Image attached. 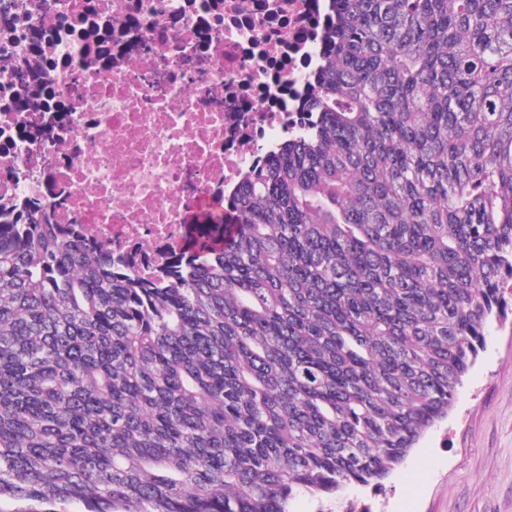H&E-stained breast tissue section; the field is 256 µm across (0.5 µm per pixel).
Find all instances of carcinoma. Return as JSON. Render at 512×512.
I'll use <instances>...</instances> for the list:
<instances>
[{
  "label": "carcinoma",
  "instance_id": "obj_1",
  "mask_svg": "<svg viewBox=\"0 0 512 512\" xmlns=\"http://www.w3.org/2000/svg\"><path fill=\"white\" fill-rule=\"evenodd\" d=\"M305 132L140 273L0 198V501L288 512L448 417L512 281V0H332Z\"/></svg>",
  "mask_w": 512,
  "mask_h": 512
}]
</instances>
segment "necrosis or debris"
I'll list each match as a JSON object with an SVG mask.
<instances>
[{
	"mask_svg": "<svg viewBox=\"0 0 512 512\" xmlns=\"http://www.w3.org/2000/svg\"><path fill=\"white\" fill-rule=\"evenodd\" d=\"M328 0H0V194L138 267L300 126ZM26 138H18L19 129Z\"/></svg>",
	"mask_w": 512,
	"mask_h": 512,
	"instance_id": "1",
	"label": "necrosis or debris"
}]
</instances>
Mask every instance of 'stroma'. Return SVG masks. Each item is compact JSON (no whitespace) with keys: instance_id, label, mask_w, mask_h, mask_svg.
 Here are the masks:
<instances>
[{"instance_id":"obj_1","label":"stroma","mask_w":512,"mask_h":512,"mask_svg":"<svg viewBox=\"0 0 512 512\" xmlns=\"http://www.w3.org/2000/svg\"><path fill=\"white\" fill-rule=\"evenodd\" d=\"M447 419L381 487L300 492L289 512H512V282Z\"/></svg>"}]
</instances>
